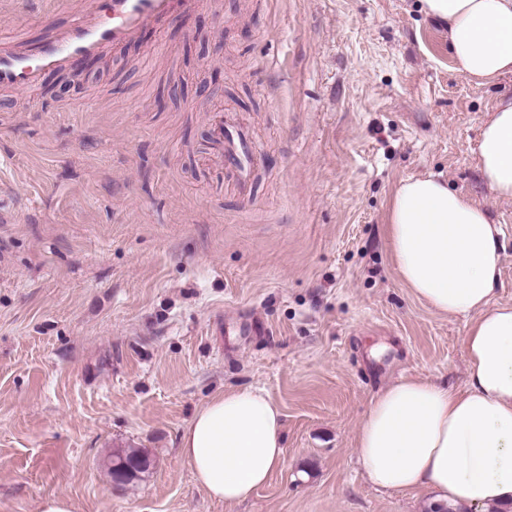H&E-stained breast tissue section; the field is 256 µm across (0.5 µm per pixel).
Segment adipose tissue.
<instances>
[{"instance_id": "obj_1", "label": "adipose tissue", "mask_w": 512, "mask_h": 512, "mask_svg": "<svg viewBox=\"0 0 512 512\" xmlns=\"http://www.w3.org/2000/svg\"><path fill=\"white\" fill-rule=\"evenodd\" d=\"M448 30L457 71L478 84L512 74V0H420ZM483 181L512 200V99L480 129ZM503 231L468 195L431 175L399 182L386 236L394 269L431 309L468 317L467 389L403 378L372 401L356 453L380 490L426 488L455 507L512 505V303L495 301ZM180 454L210 498L232 505L282 465V419L262 391L213 396L185 428Z\"/></svg>"}]
</instances>
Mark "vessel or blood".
I'll return each mask as SVG.
<instances>
[{"label":"vessel or blood","mask_w":512,"mask_h":512,"mask_svg":"<svg viewBox=\"0 0 512 512\" xmlns=\"http://www.w3.org/2000/svg\"><path fill=\"white\" fill-rule=\"evenodd\" d=\"M197 4L198 0H91L80 19L56 27L35 49L1 46L0 89L35 91L46 73L66 71L76 61L127 45L147 29L177 21ZM210 130L214 154L229 182L246 190L264 162L263 148L233 110L214 112Z\"/></svg>","instance_id":"b4317fda"}]
</instances>
